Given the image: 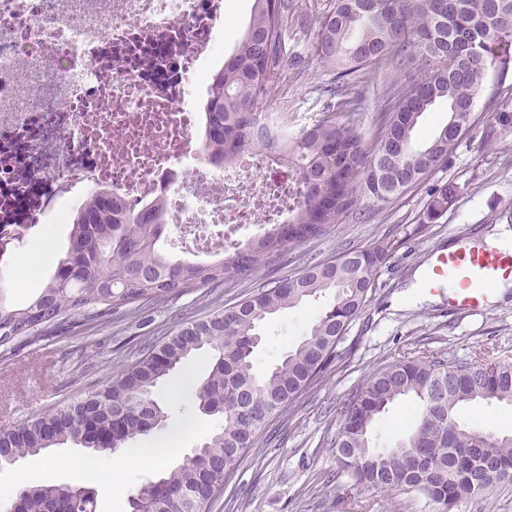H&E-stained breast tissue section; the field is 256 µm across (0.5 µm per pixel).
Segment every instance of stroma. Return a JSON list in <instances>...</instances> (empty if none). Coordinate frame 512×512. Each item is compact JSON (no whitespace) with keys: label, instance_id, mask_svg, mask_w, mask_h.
Returning <instances> with one entry per match:
<instances>
[{"label":"stroma","instance_id":"35a3bbf8","mask_svg":"<svg viewBox=\"0 0 512 512\" xmlns=\"http://www.w3.org/2000/svg\"><path fill=\"white\" fill-rule=\"evenodd\" d=\"M334 0H292L285 79L271 98L273 109L288 106L297 125L307 124L325 103L322 86L335 79L332 67L315 51L318 23ZM397 77L393 67L364 72L355 128L372 140L384 106V91ZM512 86V58L495 63L478 96L474 122L453 153L422 181L387 203L359 199L351 213L324 236L287 247L279 261L237 275L217 288H201L165 302L123 307L102 322L86 324L62 337L22 348L0 360V428L75 400L120 374L149 344L162 342L181 324L233 304L269 281L310 265L335 259L348 248L380 240L392 250L378 272L360 316L341 342V356L260 435L230 474L211 512H437L423 498L357 487L337 476L330 443L349 394L380 367L404 357H440L457 362L512 358V289L482 312L460 313L444 301L413 304L404 294L413 274L431 261L434 247L463 241L484 246L487 236L512 241V134L486 137L494 115L512 111V97L497 91ZM450 189L447 209L432 212L431 202ZM68 227L42 224L17 250L18 261L31 259L34 246L42 274L53 273L67 244ZM327 296L311 298L277 313L261 327L255 352L258 369L276 364L307 332ZM159 398L170 424L193 421L194 429L166 452L162 465L144 458L126 474L121 487L93 483L97 512H128V497L161 467H173L200 445L215 425L192 402L191 392ZM412 404H392L376 426V444L391 447L412 426Z\"/></svg>","mask_w":512,"mask_h":512}]
</instances>
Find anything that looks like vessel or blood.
Wrapping results in <instances>:
<instances>
[{
	"instance_id": "b4317fda",
	"label": "vessel or blood",
	"mask_w": 512,
	"mask_h": 512,
	"mask_svg": "<svg viewBox=\"0 0 512 512\" xmlns=\"http://www.w3.org/2000/svg\"><path fill=\"white\" fill-rule=\"evenodd\" d=\"M424 275L426 288L445 293L448 306L460 311L487 309L495 285L512 277V250L488 251L468 244L437 249Z\"/></svg>"
}]
</instances>
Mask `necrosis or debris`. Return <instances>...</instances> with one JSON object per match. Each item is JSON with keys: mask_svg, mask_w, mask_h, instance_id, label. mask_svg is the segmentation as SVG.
<instances>
[{"mask_svg": "<svg viewBox=\"0 0 512 512\" xmlns=\"http://www.w3.org/2000/svg\"><path fill=\"white\" fill-rule=\"evenodd\" d=\"M225 0H0V272L32 225L68 223L100 192L165 201L166 243L286 219L292 172L252 163L264 193L211 163L198 92L224 63Z\"/></svg>", "mask_w": 512, "mask_h": 512, "instance_id": "necrosis-or-debris-1", "label": "necrosis or debris"}]
</instances>
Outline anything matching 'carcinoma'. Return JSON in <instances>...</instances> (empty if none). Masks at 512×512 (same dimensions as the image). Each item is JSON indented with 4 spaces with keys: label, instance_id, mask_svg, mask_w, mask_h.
Returning <instances> with one entry per match:
<instances>
[{
    "label": "carcinoma",
    "instance_id": "1",
    "mask_svg": "<svg viewBox=\"0 0 512 512\" xmlns=\"http://www.w3.org/2000/svg\"><path fill=\"white\" fill-rule=\"evenodd\" d=\"M288 0H252L249 24L205 104L209 160L228 168L245 149H261L302 184L283 224L233 243L218 261H186L161 251L165 205L158 200L126 212L109 193L75 210L55 271L21 306L0 296V358L21 347L103 321L139 301H160L198 288H217L232 274L275 264L290 244L326 234L359 197L386 203L448 159L471 127L492 61L512 50V0H336L321 18L316 53L337 70L322 88L327 102L308 126L271 135L259 116L270 108L282 75ZM391 64L399 75L387 91L379 133L367 146L354 127L361 71ZM447 113L425 140L416 135L427 112ZM391 245L347 249L331 263L277 279L238 303L183 324L152 344L121 374L83 397L0 428V465L49 448L101 451L90 426L112 429L124 448L150 428H163L159 383L191 355L208 358L195 388L198 410L222 421L182 463L138 486L130 512H208L228 472L253 447L271 417L325 373L360 315ZM330 292L333 299L308 333L273 368L255 364L257 330L270 316ZM414 403L412 430L395 446L377 448L372 431L389 406ZM512 408V362L458 365L438 358H404L372 374L348 398L331 451L339 471L368 488L400 492L455 512L464 499H484L512 482V432L459 417L472 403ZM28 512H96L91 489L79 483H39L19 490Z\"/></svg>",
    "mask_w": 512,
    "mask_h": 512
}]
</instances>
